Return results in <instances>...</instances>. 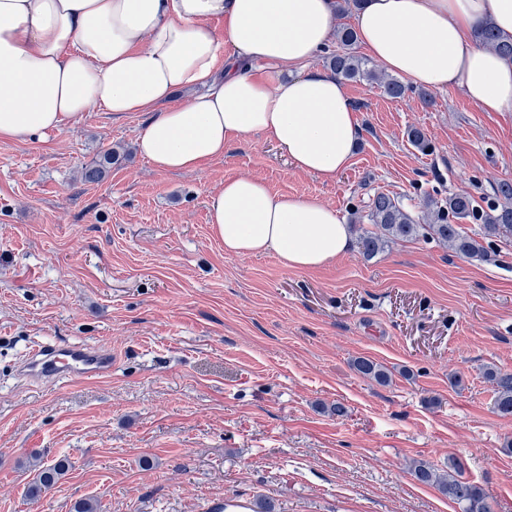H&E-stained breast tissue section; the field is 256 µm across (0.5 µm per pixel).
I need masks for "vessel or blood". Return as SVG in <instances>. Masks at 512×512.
Wrapping results in <instances>:
<instances>
[{
	"label": "vessel or blood",
	"mask_w": 512,
	"mask_h": 512,
	"mask_svg": "<svg viewBox=\"0 0 512 512\" xmlns=\"http://www.w3.org/2000/svg\"><path fill=\"white\" fill-rule=\"evenodd\" d=\"M117 362L110 348L75 342L33 344L21 374L33 383H54L111 375Z\"/></svg>",
	"instance_id": "vessel-or-blood-1"
}]
</instances>
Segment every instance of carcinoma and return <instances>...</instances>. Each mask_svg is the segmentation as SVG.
Here are the masks:
<instances>
[{
	"label": "carcinoma",
	"mask_w": 512,
	"mask_h": 512,
	"mask_svg": "<svg viewBox=\"0 0 512 512\" xmlns=\"http://www.w3.org/2000/svg\"><path fill=\"white\" fill-rule=\"evenodd\" d=\"M479 45L493 49L512 58V40H505L494 28L485 24L477 32ZM339 47L328 57L329 68L340 78L348 81H366L391 98L404 96L409 86L389 76L353 51L356 43L355 31L349 27L337 30ZM116 153L107 150L99 158L82 168L80 179L94 184L106 179ZM494 197L481 205L468 194H451L446 199L431 197L422 204L421 210L413 213L406 209L398 198L381 191L376 192L365 205L366 214L356 210L351 222L368 220L379 232L362 231L357 243L361 252L373 256L382 251L389 242L416 240L430 237L448 246L463 257H485L488 254L483 243L465 231L464 220L478 222L482 226L483 238L512 237V181L502 180L493 187ZM354 369L363 377L379 384L389 382L387 370L379 363L365 357L353 361ZM485 378L494 387V409L502 417H512V372L489 367ZM29 466L36 472L27 488V497L37 500L58 483L68 470V461L56 460L50 464L34 458ZM412 475L421 484L437 490L448 500L460 505L462 512H494L489 493L477 483L463 477L456 465L448 470H439L423 462H416Z\"/></svg>",
	"instance_id": "1"
}]
</instances>
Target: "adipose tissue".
Here are the masks:
<instances>
[{
	"label": "adipose tissue",
	"mask_w": 512,
	"mask_h": 512,
	"mask_svg": "<svg viewBox=\"0 0 512 512\" xmlns=\"http://www.w3.org/2000/svg\"><path fill=\"white\" fill-rule=\"evenodd\" d=\"M352 20L387 72L512 112V59L475 44L485 21L512 38V0H361ZM335 24V0H0V141L139 112L137 147L158 169L199 172L259 132L298 171L333 180L360 127L340 80L307 63ZM181 89L189 102H174ZM208 212L231 254L315 269L350 246L335 208L252 176H225Z\"/></svg>",
	"instance_id": "adipose-tissue-1"
}]
</instances>
